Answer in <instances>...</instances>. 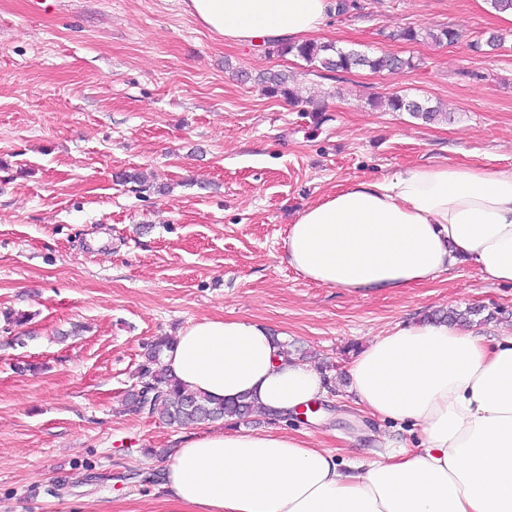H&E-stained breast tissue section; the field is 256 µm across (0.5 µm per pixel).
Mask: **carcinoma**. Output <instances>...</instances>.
Wrapping results in <instances>:
<instances>
[{
  "label": "carcinoma",
  "mask_w": 512,
  "mask_h": 512,
  "mask_svg": "<svg viewBox=\"0 0 512 512\" xmlns=\"http://www.w3.org/2000/svg\"><path fill=\"white\" fill-rule=\"evenodd\" d=\"M395 41L409 43L431 42L441 44L453 42L456 33L450 29H415L411 27L396 29L388 34ZM277 53L292 55L305 61L316 70L327 72H348L356 67H367L373 72L400 70L411 67L409 59L397 56H370L356 49L337 48L331 44L304 41L288 42L276 45ZM265 93L270 97H281L290 103H300L303 96L299 88L291 84L288 75L273 74L261 79ZM388 108L393 112H406L424 123L439 120L444 113L439 106H433L427 100L409 98L392 94L386 99ZM481 309L469 307L465 310L450 309L436 315L439 320H450L468 324L472 317L480 314ZM171 345L166 337L159 338L147 354L146 362L141 365L137 383L129 390L125 398L127 409L156 417L170 426L187 428L212 423L224 418L235 417L243 420L256 412L255 405L247 398L231 403L215 402L212 399L192 393L181 387L168 373L161 362L164 350Z\"/></svg>",
  "instance_id": "cac0c4a2"
}]
</instances>
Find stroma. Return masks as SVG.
I'll use <instances>...</instances> for the list:
<instances>
[{"label": "stroma", "mask_w": 512, "mask_h": 512, "mask_svg": "<svg viewBox=\"0 0 512 512\" xmlns=\"http://www.w3.org/2000/svg\"><path fill=\"white\" fill-rule=\"evenodd\" d=\"M361 3L316 42L412 68L315 71L270 44L226 43L181 0H56L46 13L0 0V512H168L161 466L192 431L124 396L150 343L196 320H264L337 376L356 347L439 310L481 308L472 328L489 340L512 328V286L468 264L362 296L281 260L297 213L339 187L420 163L512 170V28L477 0ZM401 27L460 38L389 39ZM494 33L502 50L471 51ZM263 72L293 75L305 102L264 95ZM393 92L449 116L369 106ZM134 172L153 191L119 182ZM282 425L362 453L380 436L418 442L335 389Z\"/></svg>", "instance_id": "1"}]
</instances>
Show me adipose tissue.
<instances>
[{"mask_svg": "<svg viewBox=\"0 0 512 512\" xmlns=\"http://www.w3.org/2000/svg\"><path fill=\"white\" fill-rule=\"evenodd\" d=\"M225 42H302L334 0H188ZM282 259L350 294H396L466 263L512 284V170L418 164L308 205ZM169 373L216 401L276 412L323 398L330 377L287 357L255 318H203L163 353ZM360 412L412 424L418 446L339 456L278 427L198 435L173 450L162 488L179 512H512V332L425 321L374 337L339 380Z\"/></svg>", "mask_w": 512, "mask_h": 512, "instance_id": "ef3b65f1", "label": "adipose tissue"}]
</instances>
